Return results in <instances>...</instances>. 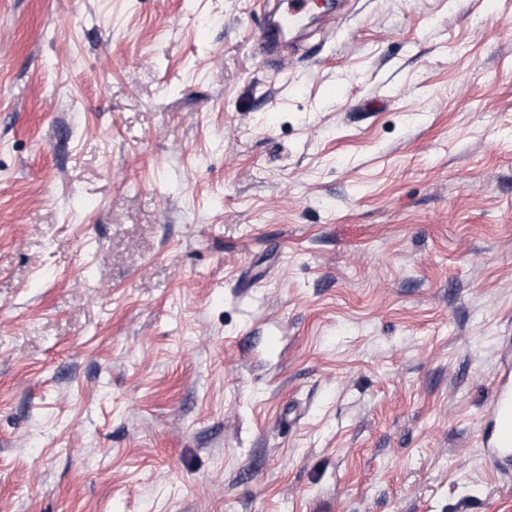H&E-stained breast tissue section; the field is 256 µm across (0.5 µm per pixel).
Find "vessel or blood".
I'll return each mask as SVG.
<instances>
[{"instance_id": "obj_1", "label": "vessel or blood", "mask_w": 512, "mask_h": 512, "mask_svg": "<svg viewBox=\"0 0 512 512\" xmlns=\"http://www.w3.org/2000/svg\"><path fill=\"white\" fill-rule=\"evenodd\" d=\"M262 22L252 40L255 56L276 66L288 67L289 55L295 52V32L313 9V0H277L276 8H269L261 0ZM482 445L489 461L503 477L512 476V355H506L502 371L492 394L491 412L482 437Z\"/></svg>"}]
</instances>
